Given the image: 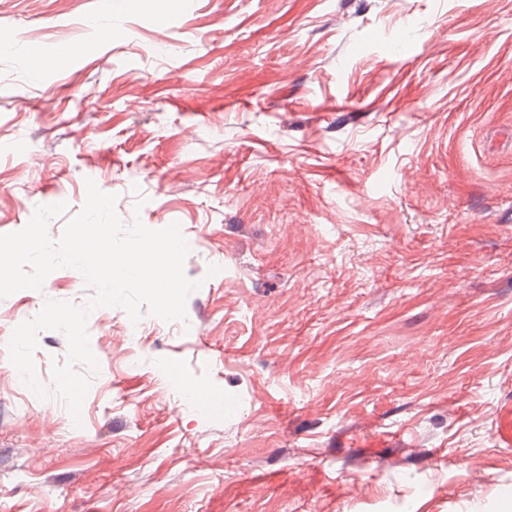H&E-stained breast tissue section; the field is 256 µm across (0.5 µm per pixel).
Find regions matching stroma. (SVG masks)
I'll return each mask as SVG.
<instances>
[{
  "mask_svg": "<svg viewBox=\"0 0 512 512\" xmlns=\"http://www.w3.org/2000/svg\"><path fill=\"white\" fill-rule=\"evenodd\" d=\"M98 2L0 0V234L91 180L198 287L76 418L3 352L92 289L0 298V512H512V0Z\"/></svg>",
  "mask_w": 512,
  "mask_h": 512,
  "instance_id": "1",
  "label": "stroma"
}]
</instances>
